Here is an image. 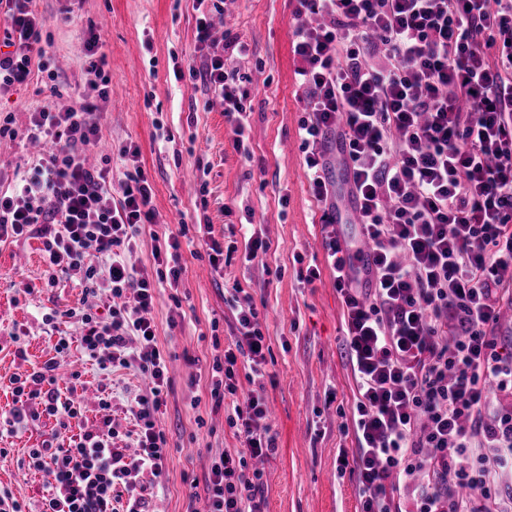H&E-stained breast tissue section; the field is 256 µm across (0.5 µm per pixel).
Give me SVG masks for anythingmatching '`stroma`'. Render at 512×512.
<instances>
[{"instance_id":"obj_1","label":"stroma","mask_w":512,"mask_h":512,"mask_svg":"<svg viewBox=\"0 0 512 512\" xmlns=\"http://www.w3.org/2000/svg\"><path fill=\"white\" fill-rule=\"evenodd\" d=\"M45 20L43 57L32 60L23 84L0 94V120L13 131L0 135V191L14 188L36 163L38 150L27 137L30 115L43 108L95 107L101 114L102 144L86 155L89 168L125 178L112 146L131 141L152 188L154 221L145 225L128 255L136 269L152 270L156 238L188 225L180 249L183 268L177 288H161L151 318L157 344L168 364L166 404L155 423L170 454L162 475L143 472L141 485L152 512H207L205 485L212 460L241 443L228 418L231 405L211 398L212 366L237 334L236 314L253 306L268 349L262 377L238 363V395L262 390L265 421L277 450L261 459L265 512H361L352 466L356 441L350 407L356 394L345 349V306L324 267L323 207L312 198L298 136L304 103L297 86L291 18L296 0H224L231 33L248 45L236 64L249 74V152H238L224 109L197 80H175L174 72L200 66L197 0H36ZM97 35L106 56L95 70L87 50ZM106 98H99V91ZM209 221L212 237L236 246L221 271H213L207 247L195 226ZM251 221L268 243L259 261L247 264L239 251L240 226ZM39 240L0 243V416L15 405L14 378L58 358L65 371L59 386L81 374L85 407L72 433L99 423L95 383L112 393V422L128 453L133 425L127 396L145 392L144 375L92 365L79 347L57 354L60 337L78 335L75 325H47L51 310L96 305L78 278L51 282ZM322 272L314 283L299 274L310 266ZM33 285V294L21 291ZM37 420L14 435L0 436V488L9 489L28 512H37L42 478L29 470V451L58 430L41 405L29 403ZM347 466H340V458Z\"/></svg>"}]
</instances>
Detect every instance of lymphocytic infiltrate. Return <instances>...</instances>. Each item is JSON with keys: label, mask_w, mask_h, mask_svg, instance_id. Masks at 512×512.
<instances>
[{"label": "lymphocytic infiltrate", "mask_w": 512, "mask_h": 512, "mask_svg": "<svg viewBox=\"0 0 512 512\" xmlns=\"http://www.w3.org/2000/svg\"><path fill=\"white\" fill-rule=\"evenodd\" d=\"M0 91L25 82L43 18L33 0H4ZM291 25L295 77L306 104L299 125L310 190L326 212V265L346 308L345 341L357 386L352 420L362 512H403L395 494L416 472L412 512H512L500 486L512 473V413H499L489 386L512 394V352L496 327L512 306V0H297ZM211 14L199 18V48L211 45ZM189 75L224 105L238 152L247 153L243 75L225 54H208ZM101 127L87 109L32 113L28 136L54 146L12 194L0 193V242L36 238L49 266L79 272L99 310L70 308L81 347L100 368H134L152 387L128 405L137 455L117 446L111 404L99 425L29 456L43 474L41 512H149L138 483L162 474L167 440L154 417L169 378L150 314L156 293L182 273L178 235L155 245L154 272L126 262L153 190L135 143L119 146L126 178L87 168ZM338 135L342 163L372 248L368 289L355 285L357 253L331 216L336 204L324 144ZM95 248L97 262L87 259ZM238 334L213 367L215 403L230 402L242 443L214 462L210 512H261L260 470L248 462L276 451L262 432V394L236 400L238 361L265 362L254 308L240 309ZM56 360L15 387L17 406L0 428H24L28 401L40 400L60 427L83 415L56 386Z\"/></svg>", "instance_id": "lymphocytic-infiltrate-1"}]
</instances>
